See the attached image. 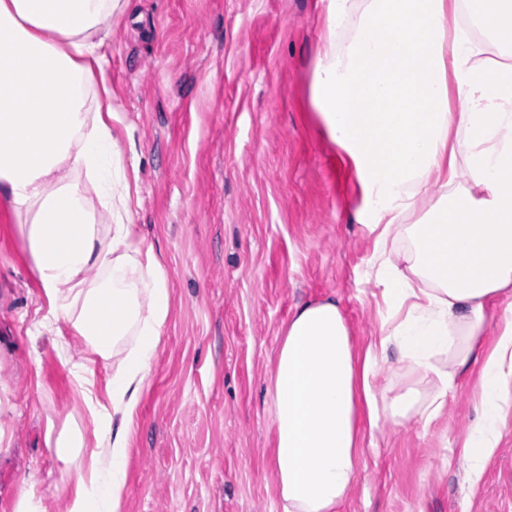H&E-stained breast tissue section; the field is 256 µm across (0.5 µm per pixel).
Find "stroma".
Here are the masks:
<instances>
[{
  "label": "stroma",
  "instance_id": "1",
  "mask_svg": "<svg viewBox=\"0 0 512 512\" xmlns=\"http://www.w3.org/2000/svg\"><path fill=\"white\" fill-rule=\"evenodd\" d=\"M121 2L105 48L112 129L130 219L171 295L121 512H281L268 377L284 327L326 297L356 346L381 326L361 189L311 101L327 0ZM48 311L26 238L0 221V512L26 484L66 512L47 431L95 445L69 373L85 346L39 328ZM481 367L428 427L384 426L337 512H512V420L467 479Z\"/></svg>",
  "mask_w": 512,
  "mask_h": 512
}]
</instances>
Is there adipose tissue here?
<instances>
[{"label": "adipose tissue", "mask_w": 512, "mask_h": 512, "mask_svg": "<svg viewBox=\"0 0 512 512\" xmlns=\"http://www.w3.org/2000/svg\"><path fill=\"white\" fill-rule=\"evenodd\" d=\"M120 0H0V198L29 242L49 314L86 346L72 375L90 397L95 364L116 363L109 404L90 402L101 451L58 436L67 512H120L126 461L171 298L142 248L102 48ZM512 0H328L313 102L362 190L383 285L380 333L357 349L339 300L297 307L270 371L282 512H336L361 445L385 422L430 424L457 376L485 356L479 418L464 444L472 480L512 407ZM458 99L460 110L450 101ZM467 178L472 190L459 194ZM441 194L433 198L430 186ZM105 211L108 223L97 221ZM405 239L391 248L390 237ZM507 297L501 319L487 307ZM89 465L78 468L81 455Z\"/></svg>", "instance_id": "ef3b65f1"}]
</instances>
